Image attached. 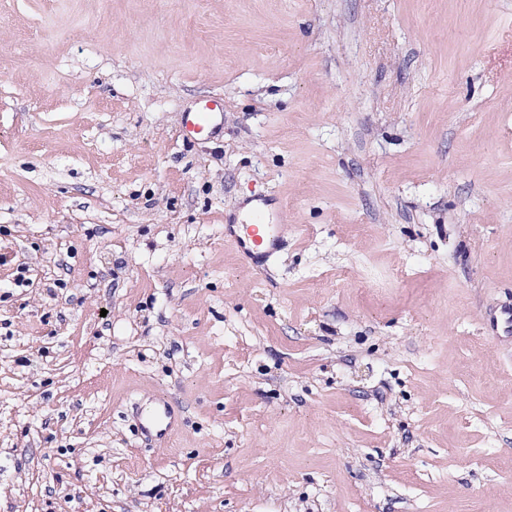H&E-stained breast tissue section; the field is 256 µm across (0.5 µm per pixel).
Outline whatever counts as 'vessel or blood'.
I'll return each instance as SVG.
<instances>
[{"mask_svg": "<svg viewBox=\"0 0 512 512\" xmlns=\"http://www.w3.org/2000/svg\"><path fill=\"white\" fill-rule=\"evenodd\" d=\"M223 106L221 99L212 98L192 112L184 113L182 129L186 136L209 135L214 131V119ZM284 214L273 208L269 198L257 199L254 206L235 223L225 225L224 239L238 253L252 263L266 262L278 250L281 243ZM178 409L169 398L160 396L152 406L140 413L144 433L160 439L169 438L176 428Z\"/></svg>", "mask_w": 512, "mask_h": 512, "instance_id": "vessel-or-blood-1", "label": "vessel or blood"}]
</instances>
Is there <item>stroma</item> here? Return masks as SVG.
I'll return each mask as SVG.
<instances>
[{
  "label": "stroma",
  "mask_w": 512,
  "mask_h": 512,
  "mask_svg": "<svg viewBox=\"0 0 512 512\" xmlns=\"http://www.w3.org/2000/svg\"><path fill=\"white\" fill-rule=\"evenodd\" d=\"M510 309L512 0H0V512H512ZM223 106L222 99L212 98L193 112H184L182 117L183 133L187 137L211 135L214 132V119ZM254 206L234 224H225L224 240L253 264L266 262L278 250L285 224L281 210L269 198L257 197ZM178 412L179 410L169 398L157 397L152 406L143 409L140 413L142 431L158 439L169 438L176 428Z\"/></svg>",
  "instance_id": "stroma-1"
}]
</instances>
